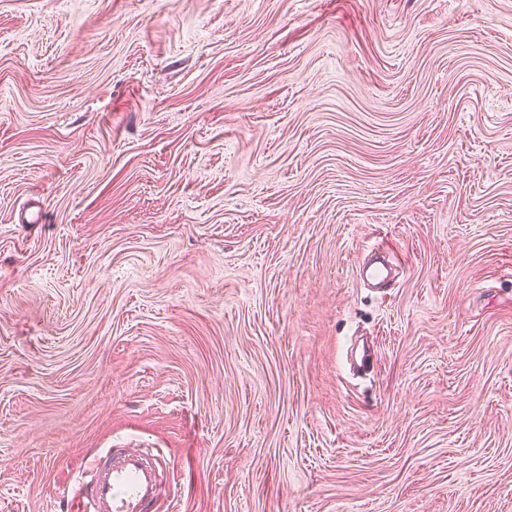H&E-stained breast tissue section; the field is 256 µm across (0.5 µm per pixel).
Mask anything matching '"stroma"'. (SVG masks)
Here are the masks:
<instances>
[{
    "instance_id": "1",
    "label": "stroma",
    "mask_w": 512,
    "mask_h": 512,
    "mask_svg": "<svg viewBox=\"0 0 512 512\" xmlns=\"http://www.w3.org/2000/svg\"><path fill=\"white\" fill-rule=\"evenodd\" d=\"M111 448L157 512H512V0H0V512Z\"/></svg>"
}]
</instances>
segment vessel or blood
Instances as JSON below:
<instances>
[{"label":"vessel or blood","mask_w":512,"mask_h":512,"mask_svg":"<svg viewBox=\"0 0 512 512\" xmlns=\"http://www.w3.org/2000/svg\"><path fill=\"white\" fill-rule=\"evenodd\" d=\"M172 472L159 456L109 449L86 469L87 482L74 491L69 512H149Z\"/></svg>","instance_id":"1"}]
</instances>
